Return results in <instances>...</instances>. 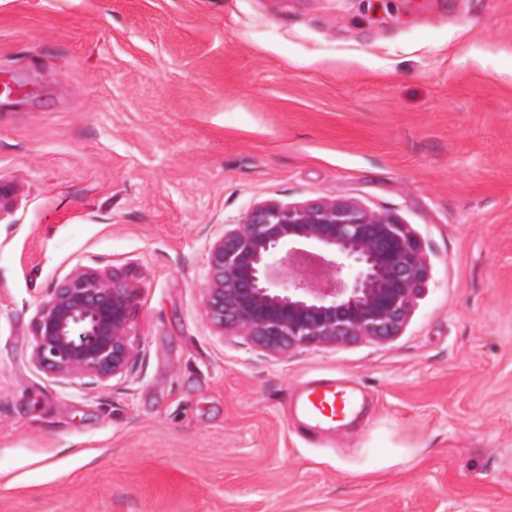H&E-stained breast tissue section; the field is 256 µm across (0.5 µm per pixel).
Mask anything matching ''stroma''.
Masks as SVG:
<instances>
[{"label":"stroma","mask_w":512,"mask_h":512,"mask_svg":"<svg viewBox=\"0 0 512 512\" xmlns=\"http://www.w3.org/2000/svg\"><path fill=\"white\" fill-rule=\"evenodd\" d=\"M0 512H512V0H0ZM351 200L429 261L391 339L276 356L206 318L267 200ZM78 269L133 284L135 363L32 360ZM364 396L325 440L287 388Z\"/></svg>","instance_id":"obj_1"}]
</instances>
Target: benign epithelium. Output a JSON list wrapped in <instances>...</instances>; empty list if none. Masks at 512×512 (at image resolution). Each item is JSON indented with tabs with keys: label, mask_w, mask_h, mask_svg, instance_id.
I'll return each instance as SVG.
<instances>
[{
	"label": "benign epithelium",
	"mask_w": 512,
	"mask_h": 512,
	"mask_svg": "<svg viewBox=\"0 0 512 512\" xmlns=\"http://www.w3.org/2000/svg\"><path fill=\"white\" fill-rule=\"evenodd\" d=\"M315 249L336 285L314 288L308 271L282 269ZM204 309L221 329L241 331L272 353L312 344L387 340L403 329L428 273L417 239L393 216L347 200L269 201L224 225L209 253ZM124 279L77 271L38 306L32 357L52 375L106 381L133 363Z\"/></svg>",
	"instance_id": "benign-epithelium-1"
}]
</instances>
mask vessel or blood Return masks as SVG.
<instances>
[{
  "label": "vessel or blood",
  "instance_id": "vessel-or-blood-1",
  "mask_svg": "<svg viewBox=\"0 0 512 512\" xmlns=\"http://www.w3.org/2000/svg\"><path fill=\"white\" fill-rule=\"evenodd\" d=\"M284 401L293 407L306 431L314 433L335 428L338 416L350 412L356 403L353 380L322 378L288 389Z\"/></svg>",
  "mask_w": 512,
  "mask_h": 512
}]
</instances>
